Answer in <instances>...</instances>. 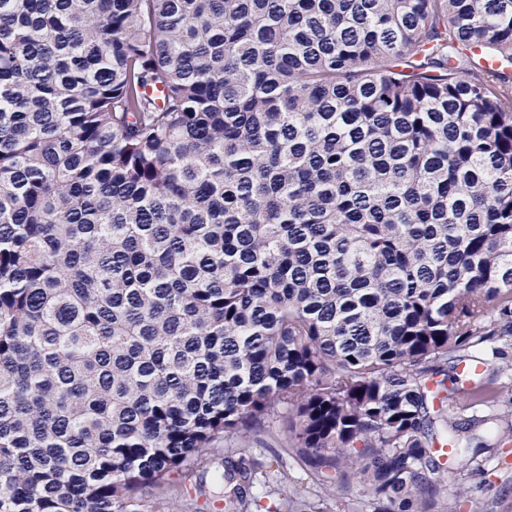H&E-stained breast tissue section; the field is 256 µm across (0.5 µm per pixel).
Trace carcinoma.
Returning a JSON list of instances; mask_svg holds the SVG:
<instances>
[{
    "instance_id": "1",
    "label": "carcinoma",
    "mask_w": 512,
    "mask_h": 512,
    "mask_svg": "<svg viewBox=\"0 0 512 512\" xmlns=\"http://www.w3.org/2000/svg\"><path fill=\"white\" fill-rule=\"evenodd\" d=\"M510 338L512 0H0V512H432ZM263 438L266 442L254 444L253 448L242 455L234 452L231 457L234 463H237L240 457H244L246 466L256 472L253 484L245 489V510H247L245 512H267V506L271 503L281 502L280 500L293 489L298 490L306 497L314 499L318 504L316 511L319 512H372V505L362 500L360 496H356L355 493L341 498H324L319 501L315 496L316 489L305 468L289 458L283 448L276 447L277 445L273 441L266 437ZM275 453L283 455L288 465V484L279 489L267 487L263 484L262 478V472L266 470L265 466ZM218 448L215 456H209L193 468L192 477L185 482L188 488L191 487L189 503L192 505L181 512H214L203 509V506L224 495V443Z\"/></svg>"
}]
</instances>
